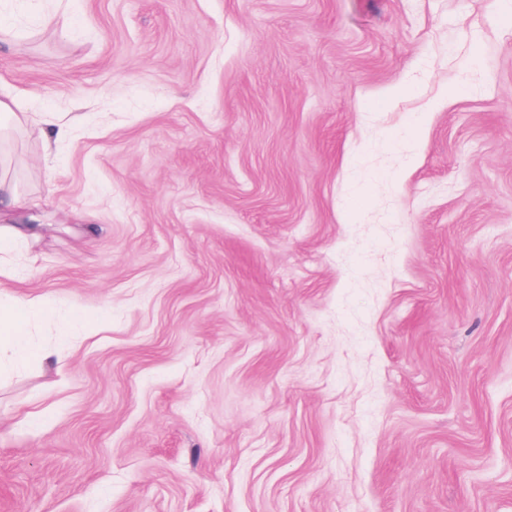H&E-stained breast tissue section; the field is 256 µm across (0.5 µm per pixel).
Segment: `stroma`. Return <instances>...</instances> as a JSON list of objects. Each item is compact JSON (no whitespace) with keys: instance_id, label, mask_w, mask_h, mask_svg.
I'll return each instance as SVG.
<instances>
[{"instance_id":"35a3bbf8","label":"stroma","mask_w":512,"mask_h":512,"mask_svg":"<svg viewBox=\"0 0 512 512\" xmlns=\"http://www.w3.org/2000/svg\"><path fill=\"white\" fill-rule=\"evenodd\" d=\"M0 84L83 121L0 302V512H512L499 0H78ZM43 413L31 424L30 413ZM8 315L15 321V330L6 336H0V362L2 345L6 350H10L20 360L25 358H46L50 356L48 351L35 349L28 341L25 332V324L29 316L41 315L45 319H52L55 315L44 300L40 298L28 299L16 304L13 309L8 310L6 313L2 311L1 316ZM20 323V324H19Z\"/></svg>"}]
</instances>
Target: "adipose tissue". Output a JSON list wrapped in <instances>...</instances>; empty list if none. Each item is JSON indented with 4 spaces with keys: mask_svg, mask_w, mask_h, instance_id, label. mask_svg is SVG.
<instances>
[{
    "mask_svg": "<svg viewBox=\"0 0 512 512\" xmlns=\"http://www.w3.org/2000/svg\"><path fill=\"white\" fill-rule=\"evenodd\" d=\"M15 104L16 97L10 89L0 90V145L8 140L11 130L22 127L44 140L59 143L71 137L79 121L78 115L62 112L49 120L33 124L25 113L15 111ZM44 229L41 214L18 190L13 175L0 161V262L11 269L26 263L22 246L37 241ZM37 314L50 319L55 312L39 298L25 300L10 309L8 315L15 321L16 327L13 332L0 336V346L12 351L21 360L43 357V350L32 347L25 332L28 317Z\"/></svg>",
    "mask_w": 512,
    "mask_h": 512,
    "instance_id": "1",
    "label": "adipose tissue"
}]
</instances>
